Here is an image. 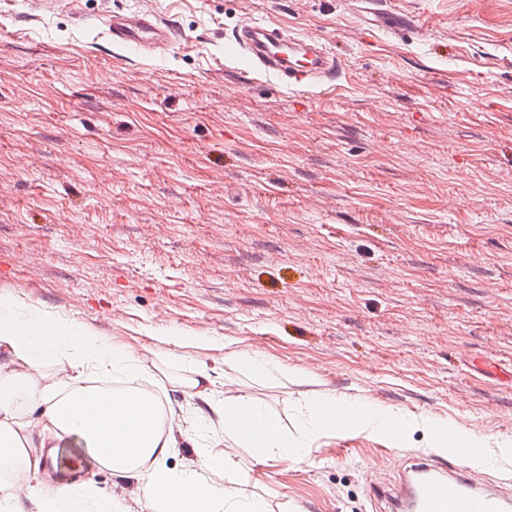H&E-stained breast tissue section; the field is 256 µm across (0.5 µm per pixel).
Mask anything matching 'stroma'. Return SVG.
Returning <instances> with one entry per match:
<instances>
[{"label":"stroma","instance_id":"obj_1","mask_svg":"<svg viewBox=\"0 0 512 512\" xmlns=\"http://www.w3.org/2000/svg\"><path fill=\"white\" fill-rule=\"evenodd\" d=\"M429 35L360 25L358 0H0V298L112 343L206 336L142 383L192 414L198 364L291 429L311 393L482 438L512 475V0H385ZM141 10L180 39L112 46ZM258 18L322 38L334 91L249 83ZM258 351L307 382L225 375ZM329 431L302 462L246 448L235 487L268 512H384L429 453ZM263 465L256 478L252 466Z\"/></svg>","mask_w":512,"mask_h":512}]
</instances>
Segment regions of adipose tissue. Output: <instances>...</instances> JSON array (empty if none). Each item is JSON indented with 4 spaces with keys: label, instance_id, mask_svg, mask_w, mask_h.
Listing matches in <instances>:
<instances>
[{
    "label": "adipose tissue",
    "instance_id": "1",
    "mask_svg": "<svg viewBox=\"0 0 512 512\" xmlns=\"http://www.w3.org/2000/svg\"><path fill=\"white\" fill-rule=\"evenodd\" d=\"M10 354L8 369H0V468L36 473L39 458L29 451L27 436L37 433L44 448L57 447L71 434L82 439L91 468L134 474L137 491L147 512H267L263 498L234 494L224 484L209 480V473L240 466L236 451L261 448L278 462L301 460L325 430L346 431L344 421L329 417L335 397L314 395L307 402L294 433H287L269 412L248 395L238 393L210 398L209 413L187 418L161 416L157 403L138 389L112 390L92 383L89 371L136 377L149 372L158 358L153 350L137 354L126 346L74 322L56 318L46 322L35 310L20 312L15 301L0 298V351ZM66 360L52 382L39 383L35 375L49 361ZM228 370H248L260 377L300 382L305 375L266 359L257 352L225 355ZM221 416L222 435L213 432L212 416ZM361 431L389 434L391 427L436 430L429 419L400 417L374 405L358 412ZM197 450L196 466L177 468L167 459L179 439ZM82 492L67 486L40 484L32 489L43 512H87L95 500L97 512H125L121 500L95 494L90 482Z\"/></svg>",
    "mask_w": 512,
    "mask_h": 512
}]
</instances>
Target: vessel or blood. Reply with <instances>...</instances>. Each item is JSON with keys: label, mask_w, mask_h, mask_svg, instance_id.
<instances>
[{"label": "vessel or blood", "mask_w": 512, "mask_h": 512, "mask_svg": "<svg viewBox=\"0 0 512 512\" xmlns=\"http://www.w3.org/2000/svg\"><path fill=\"white\" fill-rule=\"evenodd\" d=\"M105 24L110 42L123 49L152 53L169 47L174 30L143 12L108 15ZM235 48L252 63V74L277 81L288 88L333 86L343 69V59L325 42L301 35L270 21L248 19L233 33ZM448 443L439 455H422L402 474L396 491L376 487L389 512H512V481H488L476 470L457 464L461 456L480 458L483 444H460L440 430Z\"/></svg>", "instance_id": "vessel-or-blood-1"}]
</instances>
